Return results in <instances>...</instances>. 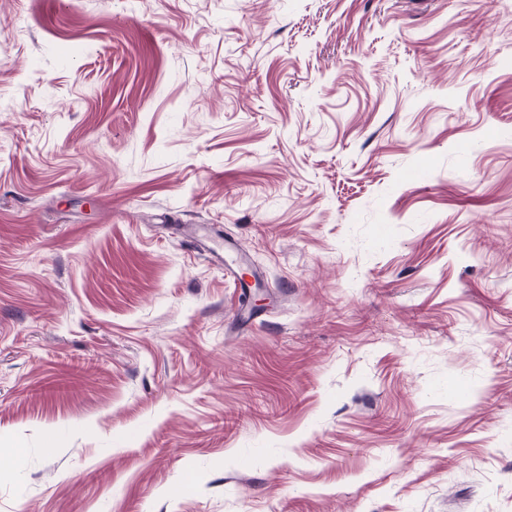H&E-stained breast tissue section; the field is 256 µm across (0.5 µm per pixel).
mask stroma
I'll use <instances>...</instances> for the list:
<instances>
[{"label": "stroma", "instance_id": "35a3bbf8", "mask_svg": "<svg viewBox=\"0 0 512 512\" xmlns=\"http://www.w3.org/2000/svg\"><path fill=\"white\" fill-rule=\"evenodd\" d=\"M0 456V512H512V0H0Z\"/></svg>", "mask_w": 512, "mask_h": 512}]
</instances>
